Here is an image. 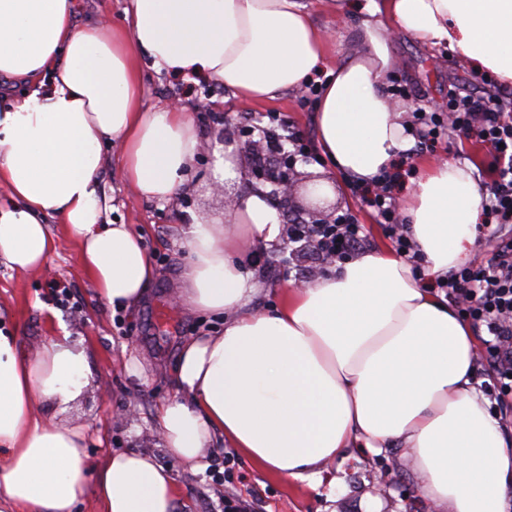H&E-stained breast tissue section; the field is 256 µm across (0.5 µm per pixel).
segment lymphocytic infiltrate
<instances>
[{
  "label": "lymphocytic infiltrate",
  "mask_w": 512,
  "mask_h": 512,
  "mask_svg": "<svg viewBox=\"0 0 512 512\" xmlns=\"http://www.w3.org/2000/svg\"><path fill=\"white\" fill-rule=\"evenodd\" d=\"M417 144L426 141L477 140L486 146L496 168L482 204L491 222L483 236L492 256L473 258L450 270L434 286L460 310L464 320L486 335L484 358L489 366V392L512 395V101L487 93L449 94L444 112H418L406 126ZM400 173L386 171L373 183L359 185L362 202L386 226L397 255L420 270L424 257L416 249L399 215L395 188ZM288 240L307 256L328 265L349 259L366 243L365 227L351 213L336 224H292Z\"/></svg>",
  "instance_id": "1"
}]
</instances>
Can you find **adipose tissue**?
<instances>
[{"label": "adipose tissue", "mask_w": 512, "mask_h": 512, "mask_svg": "<svg viewBox=\"0 0 512 512\" xmlns=\"http://www.w3.org/2000/svg\"><path fill=\"white\" fill-rule=\"evenodd\" d=\"M129 3L128 25L108 28L77 24L75 0H0V78L25 85L18 96L0 90V262L43 268L56 220L114 307L140 302L155 271L137 226L110 219L105 146L120 142L123 180L161 201L178 196L201 148L184 108L144 111L138 51L157 71L215 81L255 103L324 73L318 146L362 183L409 144L406 110L385 91L401 65L392 34L459 50L512 83V0H335L337 12L360 16L362 36L332 66L303 0ZM421 168L403 211L427 259L418 277L382 246L259 311L244 250L278 243L277 211L249 192L223 223L188 225L179 300L224 316L220 333L185 341L179 394L156 410L166 447L189 470L226 447L305 480L344 449L396 445L436 512H506L512 440L473 386L471 329L433 289L468 258L481 195L467 168L433 159ZM90 382L68 335L26 351L0 329V512H72L91 487L103 512H174L176 481L150 456L93 463L86 427L40 416V402L68 406Z\"/></svg>", "instance_id": "1"}]
</instances>
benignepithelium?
<instances>
[{"mask_svg": "<svg viewBox=\"0 0 512 512\" xmlns=\"http://www.w3.org/2000/svg\"><path fill=\"white\" fill-rule=\"evenodd\" d=\"M267 140L268 130L259 125L224 131V148H232L231 156L239 161L241 155H246V188L267 189L266 199L282 218L287 212L296 211L306 216L305 224L338 223L341 208L315 194V182L320 176L298 171V156L284 149L272 160L260 159Z\"/></svg>", "mask_w": 512, "mask_h": 512, "instance_id": "benign-epithelium-1", "label": "benign epithelium"}]
</instances>
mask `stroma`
<instances>
[{
	"mask_svg": "<svg viewBox=\"0 0 512 512\" xmlns=\"http://www.w3.org/2000/svg\"><path fill=\"white\" fill-rule=\"evenodd\" d=\"M314 22L328 38L329 59H336V44L355 48L360 22L357 16H339L326 0H305ZM392 49L401 61L389 82L406 86L402 97L392 104H404L409 111L444 112L449 90H471L474 70L461 53L446 47L429 48L413 37L396 36ZM180 100L189 111L208 103L216 112L226 113L237 124L268 125L272 113L283 114L293 130L315 138L313 99L289 90L269 104H255L236 98L213 81L192 82L145 68L143 107L145 110ZM202 149L193 164L186 187L173 201L147 199L134 193L123 181L120 167L122 149L106 148L109 161L101 177L112 191L117 224L137 225L143 244L151 254L157 275L147 299L138 307L112 310L97 295L84 273L76 240L56 221L48 229L55 249L47 265L37 272L19 273L0 265V318L15 329L24 349L36 348L46 337L69 333L73 345L86 350L91 385L67 411L43 403L40 414L49 420L88 424L95 436L88 452L93 460L123 452L151 455L170 471L178 485L177 512H225L226 501L245 507L247 512H431L423 498L420 478L413 462L400 448L372 454L351 448L321 464V480H290L255 468L235 449L207 457L205 469L185 470L166 449L159 433L155 410L177 393L174 378L176 359L182 344L195 336L222 330L224 318L203 314L176 303L188 254L181 246L182 231L193 219L220 224L224 221V197L213 193L215 154L223 150V125L200 120L196 123ZM425 159H442L471 169H481L485 150L478 143L465 142L451 148L438 142L428 149L401 153L396 164L408 176L397 192L405 200L420 174ZM303 171L323 175L334 182L333 203L352 212L366 225L370 248L391 244L383 225L377 224L362 207L353 180L334 170L330 161H310ZM282 245L249 249L245 260L259 284L254 306L275 308L284 289L295 285L307 270L302 258L282 256ZM287 264V274L275 276L270 265ZM69 286L67 305H60L52 281Z\"/></svg>",
	"mask_w": 512,
	"mask_h": 512,
	"instance_id": "stroma-1",
	"label": "stroma"
}]
</instances>
